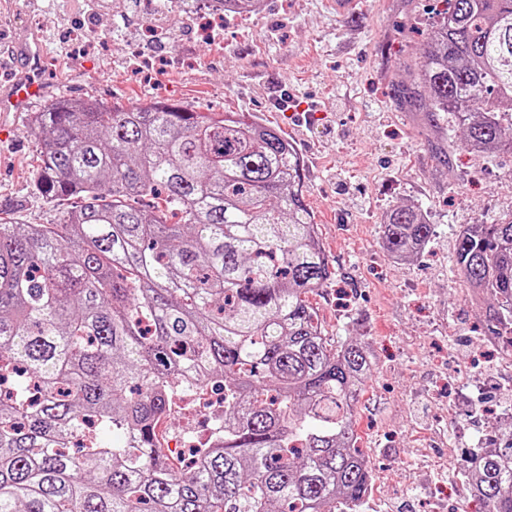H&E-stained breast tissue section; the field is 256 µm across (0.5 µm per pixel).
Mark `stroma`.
I'll return each instance as SVG.
<instances>
[{
  "label": "stroma",
  "instance_id": "35a3bbf8",
  "mask_svg": "<svg viewBox=\"0 0 512 512\" xmlns=\"http://www.w3.org/2000/svg\"><path fill=\"white\" fill-rule=\"evenodd\" d=\"M433 7L363 0L339 15L328 0H266L221 20L224 38L213 42L200 8L103 0L88 16L78 0H0V43L23 25L39 32L54 97L240 112L292 141L332 272L312 303L327 336L361 337L375 361L358 408L374 483L362 512H472L457 494L459 460L512 408V367L473 358L487 339L486 307L470 304L454 263L461 227L512 213V153L472 152L452 116L406 102ZM152 16L170 43L151 42ZM100 29L104 41L84 42ZM33 119H5L0 206L18 223L52 224L61 212L36 188ZM399 202L420 206L434 226L407 264L379 240L382 213Z\"/></svg>",
  "mask_w": 512,
  "mask_h": 512
}]
</instances>
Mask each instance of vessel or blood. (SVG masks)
<instances>
[{
	"label": "vessel or blood",
	"instance_id": "obj_1",
	"mask_svg": "<svg viewBox=\"0 0 512 512\" xmlns=\"http://www.w3.org/2000/svg\"><path fill=\"white\" fill-rule=\"evenodd\" d=\"M42 51L40 34L31 30L16 32L13 40L0 48V58L12 71L6 81L0 82L1 114L27 111L34 101L50 94V86L37 81L34 76L41 63Z\"/></svg>",
	"mask_w": 512,
	"mask_h": 512
}]
</instances>
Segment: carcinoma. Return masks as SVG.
I'll return each mask as SVG.
<instances>
[{
    "instance_id": "obj_1",
    "label": "carcinoma",
    "mask_w": 512,
    "mask_h": 512,
    "mask_svg": "<svg viewBox=\"0 0 512 512\" xmlns=\"http://www.w3.org/2000/svg\"><path fill=\"white\" fill-rule=\"evenodd\" d=\"M438 2L414 85L471 149L512 152V0ZM34 129L62 218L0 207V512H360L373 355L331 343L310 301L332 272L288 137L172 101L60 98ZM380 227L402 263L433 235L414 204ZM454 261L512 352V215L460 230ZM217 374V442L175 466L156 424ZM461 474L476 512H512V431Z\"/></svg>"
}]
</instances>
